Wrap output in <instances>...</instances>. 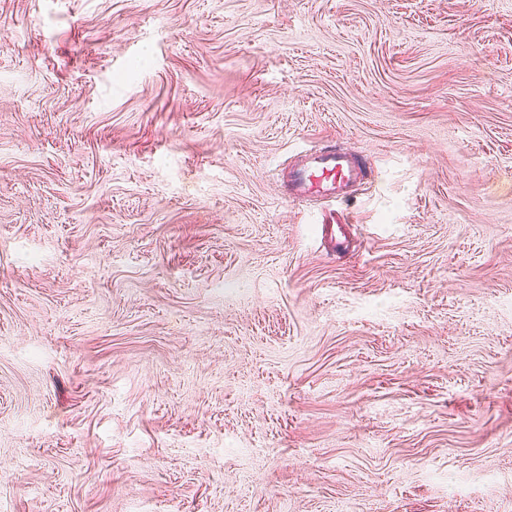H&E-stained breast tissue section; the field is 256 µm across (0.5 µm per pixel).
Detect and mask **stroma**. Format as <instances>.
<instances>
[{"mask_svg": "<svg viewBox=\"0 0 512 512\" xmlns=\"http://www.w3.org/2000/svg\"><path fill=\"white\" fill-rule=\"evenodd\" d=\"M0 512H512V0H0ZM369 171L355 154L336 146L304 152L285 176L291 201L347 202L367 183Z\"/></svg>", "mask_w": 512, "mask_h": 512, "instance_id": "obj_1", "label": "stroma"}]
</instances>
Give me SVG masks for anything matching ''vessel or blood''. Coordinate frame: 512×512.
I'll use <instances>...</instances> for the list:
<instances>
[{
	"label": "vessel or blood",
	"instance_id": "vessel-or-blood-1",
	"mask_svg": "<svg viewBox=\"0 0 512 512\" xmlns=\"http://www.w3.org/2000/svg\"><path fill=\"white\" fill-rule=\"evenodd\" d=\"M369 171L355 154L326 146L304 152L289 167L285 193L292 201L347 202L367 183Z\"/></svg>",
	"mask_w": 512,
	"mask_h": 512
}]
</instances>
